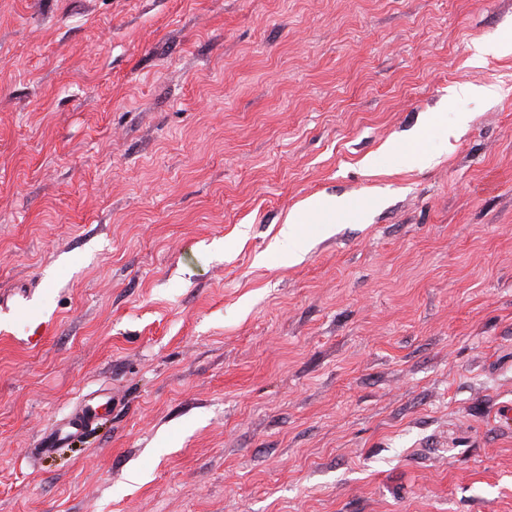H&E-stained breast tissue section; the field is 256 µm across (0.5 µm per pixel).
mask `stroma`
<instances>
[{"instance_id": "1", "label": "stroma", "mask_w": 512, "mask_h": 512, "mask_svg": "<svg viewBox=\"0 0 512 512\" xmlns=\"http://www.w3.org/2000/svg\"><path fill=\"white\" fill-rule=\"evenodd\" d=\"M507 37L512 0H0V512H512ZM97 407L87 406L82 410V414L76 415L72 418L63 429H59L54 437L48 442L49 448H42L45 452H50L54 448L59 447L63 441L68 438V435L73 431H78L86 427L93 415L96 413Z\"/></svg>"}]
</instances>
